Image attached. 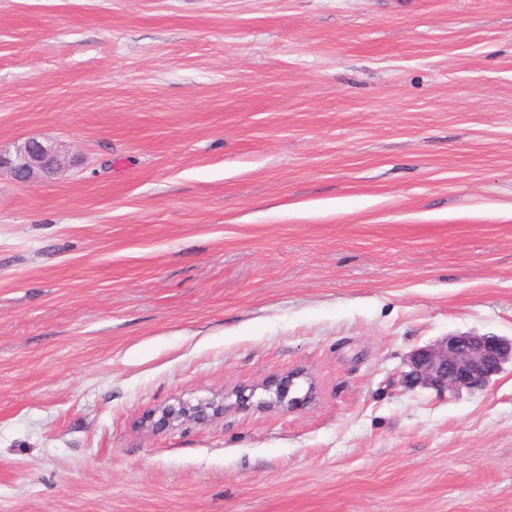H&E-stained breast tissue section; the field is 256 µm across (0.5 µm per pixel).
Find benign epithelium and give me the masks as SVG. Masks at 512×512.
I'll use <instances>...</instances> for the list:
<instances>
[{
	"label": "benign epithelium",
	"mask_w": 512,
	"mask_h": 512,
	"mask_svg": "<svg viewBox=\"0 0 512 512\" xmlns=\"http://www.w3.org/2000/svg\"><path fill=\"white\" fill-rule=\"evenodd\" d=\"M70 166L68 154L59 145L36 137H28L16 143L11 151H0V172H8L18 183L49 178ZM508 364L512 365V337L459 333L415 349L408 357V370L399 375L397 382L456 397L464 391L474 393L487 389ZM304 376L305 372L296 371L268 380L264 388L271 393V398L266 406L288 409L298 407L302 399H289L287 394L295 380ZM223 410L224 405L209 401L196 404L181 402L162 409L153 426L167 428L183 420L206 424Z\"/></svg>",
	"instance_id": "obj_1"
}]
</instances>
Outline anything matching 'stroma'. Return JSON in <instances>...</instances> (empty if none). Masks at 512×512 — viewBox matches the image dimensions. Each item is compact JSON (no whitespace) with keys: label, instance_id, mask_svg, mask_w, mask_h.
Wrapping results in <instances>:
<instances>
[{"label":"stroma","instance_id":"35a3bbf8","mask_svg":"<svg viewBox=\"0 0 512 512\" xmlns=\"http://www.w3.org/2000/svg\"><path fill=\"white\" fill-rule=\"evenodd\" d=\"M28 136L76 164L0 174V512H512V367L394 380L512 337V0H0ZM512 366V337L459 333L415 349L397 382L460 396L486 390L506 365ZM305 376L303 371H296L288 374L287 376L280 378H273L266 382L264 388L266 391L272 394L270 400L266 402L267 407L278 408V407H286L289 409H294L298 407L304 400L311 397V393H306L304 399H300L297 397H292L288 399L286 402V396L289 394V391L292 386L295 384V380L300 379ZM224 405H216L213 402L200 401L197 404L180 402L178 407L168 406L161 410L159 419L153 422V427H169L174 422L183 420L192 421L197 424L208 423L215 414L222 413Z\"/></svg>","mask_w":512,"mask_h":512}]
</instances>
